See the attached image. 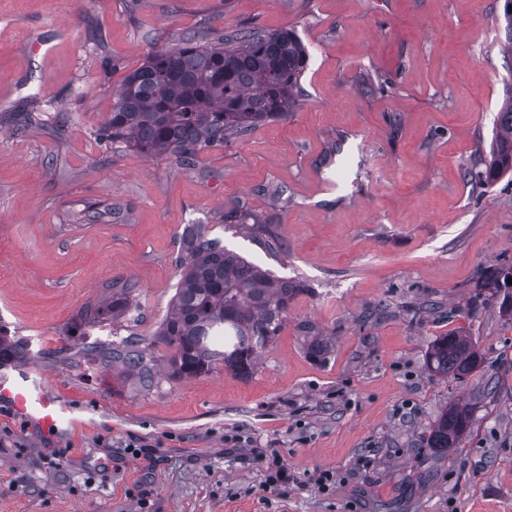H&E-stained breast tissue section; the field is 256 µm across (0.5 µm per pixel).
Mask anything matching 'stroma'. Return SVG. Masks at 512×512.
I'll use <instances>...</instances> for the list:
<instances>
[{
  "label": "stroma",
  "mask_w": 512,
  "mask_h": 512,
  "mask_svg": "<svg viewBox=\"0 0 512 512\" xmlns=\"http://www.w3.org/2000/svg\"><path fill=\"white\" fill-rule=\"evenodd\" d=\"M502 5L0 0V328L80 421L50 436L0 402V512H512V319L478 288L512 262V184L470 181L512 95ZM245 25L294 30L308 50L287 118L192 169L98 137L113 86L149 52ZM28 112L42 126L20 130ZM275 185L289 197L277 211L261 192ZM236 204L275 214L281 261L220 226ZM189 224L303 287L255 372L144 387L82 357L110 328L74 324L116 279L137 286L120 336L152 340ZM306 323L326 358L308 353ZM454 331L486 358L463 378L427 367ZM455 402L470 428L441 454L427 437ZM272 449L288 487L265 483L255 454Z\"/></svg>",
  "instance_id": "35a3bbf8"
}]
</instances>
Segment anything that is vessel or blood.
Segmentation results:
<instances>
[{"label": "vessel or blood", "instance_id": "vessel-or-blood-1", "mask_svg": "<svg viewBox=\"0 0 512 512\" xmlns=\"http://www.w3.org/2000/svg\"><path fill=\"white\" fill-rule=\"evenodd\" d=\"M0 400L9 402L17 415L56 432L67 431L75 423L72 407L50 396L43 377L28 367L18 369L13 377L0 378Z\"/></svg>", "mask_w": 512, "mask_h": 512}]
</instances>
